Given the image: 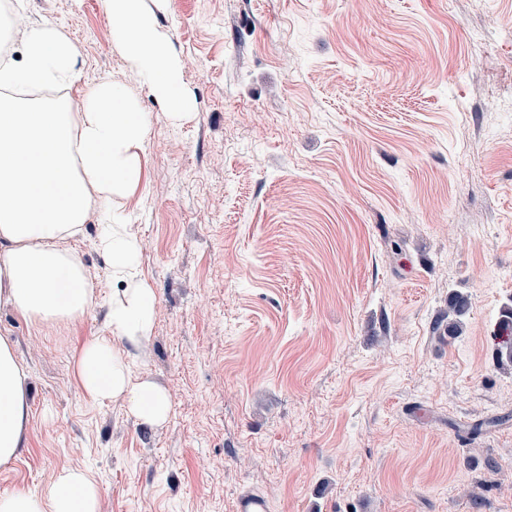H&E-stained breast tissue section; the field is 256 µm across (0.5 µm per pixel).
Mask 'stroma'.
Returning <instances> with one entry per match:
<instances>
[{
  "mask_svg": "<svg viewBox=\"0 0 512 512\" xmlns=\"http://www.w3.org/2000/svg\"><path fill=\"white\" fill-rule=\"evenodd\" d=\"M194 109L173 118L112 40L102 0H17L150 115L117 210L153 288L152 331L114 336L89 222L65 246L95 303L32 326L0 306L28 373L25 448L1 494L86 474L98 512H512V0H146ZM469 295L461 336L434 324ZM129 354L161 425L90 399L83 346Z\"/></svg>",
  "mask_w": 512,
  "mask_h": 512,
  "instance_id": "obj_1",
  "label": "stroma"
}]
</instances>
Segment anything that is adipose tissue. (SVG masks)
<instances>
[{
  "label": "adipose tissue",
  "mask_w": 512,
  "mask_h": 512,
  "mask_svg": "<svg viewBox=\"0 0 512 512\" xmlns=\"http://www.w3.org/2000/svg\"><path fill=\"white\" fill-rule=\"evenodd\" d=\"M112 40L143 85L172 116L192 110V99L167 36L144 0H103ZM0 304L35 321H70L93 304L86 269L62 248L98 212L99 249L111 261L120 292L109 308L112 333L131 345L152 328L155 294L137 275L139 245L112 201L138 189L150 125L147 113L120 84L88 87L71 112L55 90L73 87L81 63L70 37L51 23L18 27L0 12ZM83 391L95 400L123 399L141 424L165 422L168 394L148 381L132 382L122 353L88 343L76 369ZM27 373L11 342L0 337V465L24 448L30 420ZM98 491L77 470L58 473L47 495H0V512H97Z\"/></svg>",
  "instance_id": "obj_1"
}]
</instances>
